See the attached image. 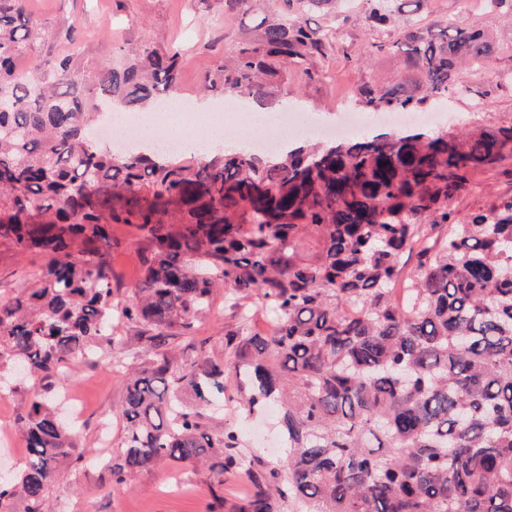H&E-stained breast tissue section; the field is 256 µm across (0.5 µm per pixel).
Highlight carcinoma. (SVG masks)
I'll list each match as a JSON object with an SVG mask.
<instances>
[{
    "label": "carcinoma",
    "instance_id": "obj_1",
    "mask_svg": "<svg viewBox=\"0 0 512 512\" xmlns=\"http://www.w3.org/2000/svg\"><path fill=\"white\" fill-rule=\"evenodd\" d=\"M411 2L372 0L358 20L397 23ZM334 6L275 0L239 30L202 90L278 102L288 69L319 50L308 15ZM393 48L401 75L361 88L365 109L440 105L459 66L482 64L495 40L407 21ZM76 56L45 46L25 0H0V243L47 257L31 288L0 302V370L25 365L41 382L17 418L27 454L0 477V512L18 496L27 512H45L61 462L84 458L42 392L105 336L143 355L127 373L115 482L161 463L201 464L220 486L247 476L236 512H512V197L464 221L448 209L467 174L512 151V127L382 133L193 164L115 154L94 135L103 108L138 111L177 93L180 52L131 48L120 65L82 73ZM114 224L136 226L147 253L125 302L109 276ZM406 254L422 272L400 302ZM218 288L236 318L224 360L203 343L178 355L180 330L204 317ZM254 298L270 333L250 326ZM115 315L132 336L113 335ZM231 386L228 401L249 415L279 408L287 482L209 413Z\"/></svg>",
    "mask_w": 512,
    "mask_h": 512
}]
</instances>
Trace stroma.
Here are the masks:
<instances>
[{"mask_svg":"<svg viewBox=\"0 0 512 512\" xmlns=\"http://www.w3.org/2000/svg\"><path fill=\"white\" fill-rule=\"evenodd\" d=\"M350 12L319 15L312 27L330 35L314 58L310 70H292L281 95L289 103L333 125L342 111H355L353 97L358 88L383 86L400 71L391 45L400 35L395 26L368 29L355 21L368 9L367 0H350ZM28 9L55 35L56 50L68 47L63 34L72 18H79L75 33L83 54L79 69L112 66L131 45L177 47L181 52L179 93L182 98L199 97L206 74L232 45L225 35L224 0H27ZM419 25L434 22L460 24L491 30L496 36L493 56L480 69L462 67L457 85L448 91L453 118L434 124L437 132L458 133L473 126L498 129L512 126V0L492 6L490 0H420L414 14ZM476 193L463 192L450 203L458 217L512 196V154L495 169L474 172ZM116 241L112 249V285L120 296L132 295L142 274V244L135 226L112 227ZM45 263L43 255L20 253L0 243V300H7L32 284L31 275ZM235 319L216 294L210 312L195 322L179 340L181 350L203 344L215 359L224 357V334ZM123 349L101 342L89 357L73 362L64 375L55 377L47 395L61 401L73 392L83 410L75 428L87 448L84 460H66L47 492L51 512H233L232 507L246 483L227 478L219 488L223 503H216L211 473L204 467L183 465L173 470L157 467L132 474L126 483H114L106 466L109 453L99 448V435L109 430L113 443L123 435L121 403L126 372L112 366ZM275 412L255 418L244 433L246 452L263 456L272 465L285 468L286 459L276 443Z\"/></svg>","mask_w":512,"mask_h":512,"instance_id":"obj_1","label":"stroma"}]
</instances>
